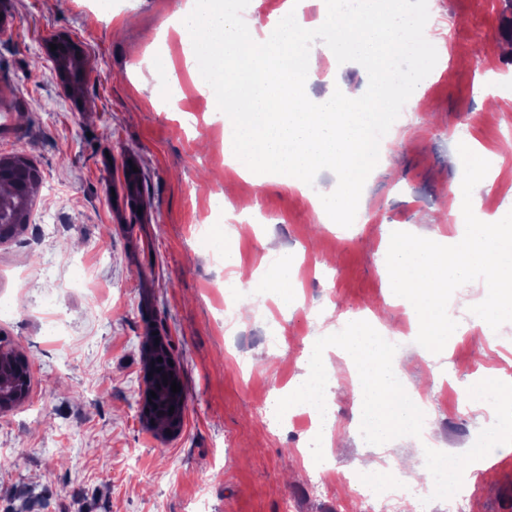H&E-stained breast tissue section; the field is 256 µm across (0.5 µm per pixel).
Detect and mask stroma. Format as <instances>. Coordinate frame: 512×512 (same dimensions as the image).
<instances>
[{"label": "stroma", "instance_id": "stroma-1", "mask_svg": "<svg viewBox=\"0 0 512 512\" xmlns=\"http://www.w3.org/2000/svg\"><path fill=\"white\" fill-rule=\"evenodd\" d=\"M185 0H0V155L20 152L41 181L31 222L0 243V338L27 357L28 398L0 412V512H354L343 477L353 459L374 456L355 429L358 405L335 364L328 399L342 440L331 462L298 457L306 434L274 408L303 374L310 323L366 317L399 329L406 306L390 301L381 247L386 225L454 235L458 204L438 207L463 169L456 140L486 156L512 140V10L505 0H428L425 36L438 61L422 84L423 104L401 112L407 134L388 144L386 171L366 182L358 218L343 233L316 227L313 205L285 176L260 188L254 229L234 236L243 270L279 250L296 261L299 306L241 321L242 347L224 331V261L215 238L229 215L223 184L224 123L210 100L180 77L184 105L170 108L174 83L153 57L182 64L172 23ZM72 39L86 59L79 96L44 60L43 45ZM484 122H473L474 114ZM141 173L145 207L120 196L126 163ZM483 288L451 297L453 347L424 358L415 340L403 376L429 399L440 451L459 454L489 425L468 395L494 371L512 381V324L485 332L469 307ZM58 311L62 334L44 336L42 313ZM270 335L269 344L257 340ZM170 343L186 410L181 431L162 439L140 418L146 398L143 346ZM472 512H512V451L496 447L472 486Z\"/></svg>", "mask_w": 512, "mask_h": 512}]
</instances>
